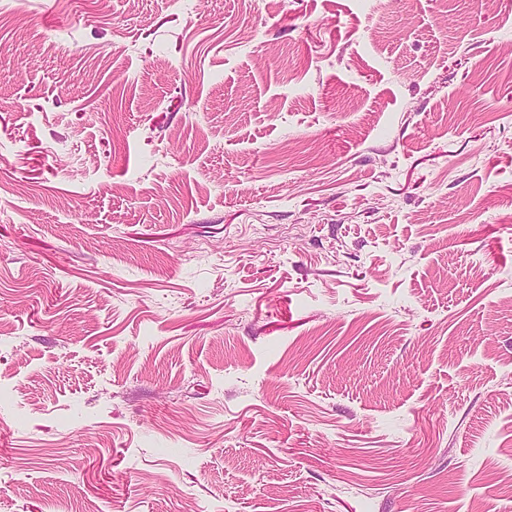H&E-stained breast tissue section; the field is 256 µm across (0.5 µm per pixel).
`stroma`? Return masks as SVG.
Returning a JSON list of instances; mask_svg holds the SVG:
<instances>
[{"label": "stroma", "instance_id": "1", "mask_svg": "<svg viewBox=\"0 0 512 512\" xmlns=\"http://www.w3.org/2000/svg\"><path fill=\"white\" fill-rule=\"evenodd\" d=\"M512 512V0H0V512Z\"/></svg>", "mask_w": 512, "mask_h": 512}]
</instances>
